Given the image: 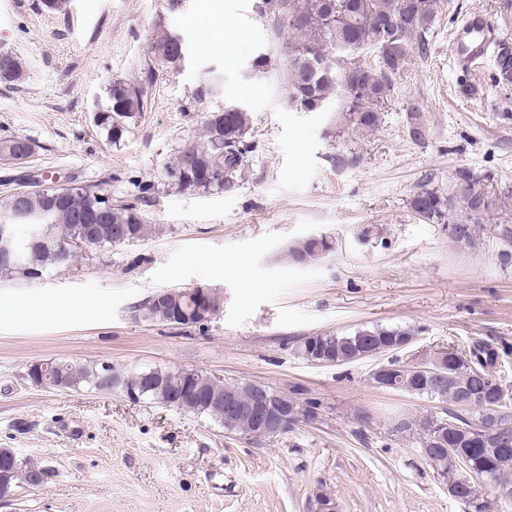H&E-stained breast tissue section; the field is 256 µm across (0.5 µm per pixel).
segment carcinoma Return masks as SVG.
Returning a JSON list of instances; mask_svg holds the SVG:
<instances>
[{
  "label": "carcinoma",
  "instance_id": "1",
  "mask_svg": "<svg viewBox=\"0 0 512 512\" xmlns=\"http://www.w3.org/2000/svg\"><path fill=\"white\" fill-rule=\"evenodd\" d=\"M281 14L278 23L294 34L285 46L288 68L284 75L288 99L299 112H319L331 99H336V111L344 125L360 135L369 134L382 123L381 107L390 91V76L402 69L415 50V40L428 29L437 12L438 0H276ZM345 46L347 50L338 51ZM366 47L377 52V61L368 67L350 61L349 53ZM186 47L180 35L164 24L157 25L150 55L140 80L128 83L114 80L109 84L108 104L96 115L97 126L107 133V140L119 142L127 132V121L145 105L146 89L159 73L176 69L185 59ZM23 76L21 61L9 52H0V80L13 82ZM251 119L240 106L229 105L204 116L201 132L180 143L166 167L171 187L178 191L223 192L233 189L242 171L248 168L252 145L248 141ZM105 190L98 186L79 185L71 200L43 211V201L37 192L14 191L3 211H21L19 224L39 230L40 243L18 264L0 268V274L38 278L51 266L58 264L57 249L80 237V215L94 213L102 204ZM492 201L488 193L467 173H461L452 187L443 192L423 188L409 199V208L419 218L440 224L448 231V239L464 249L479 247L485 235L486 214ZM126 230L125 242L143 240L158 228L147 223L134 205L112 206L107 220L101 224L100 246L112 245V232ZM334 248L333 241L324 235H310L288 246L287 258L296 263L323 257ZM146 321L187 324L193 319L194 300L181 292L167 297V303H156L149 297L138 306ZM415 335L404 327L357 329L346 335L322 334L302 339L299 350L311 359L312 346L319 345L338 365L359 361L358 354L367 348H378L388 362L411 367L416 361H405L391 347L396 340ZM448 364L450 378L441 393H429L432 386L418 384L422 396L451 405L443 417H425L408 421L400 431L414 429L422 447H433V437L448 424L447 447L467 449L470 464L483 470L494 498L502 499L499 489L512 490V392H506L495 415L490 416L482 406H457L456 388L464 385L479 396L491 394L498 379L495 369L500 358L497 349L485 342L475 343L469 350H453ZM101 366L53 362L47 369L52 378L62 377L68 389L105 390L99 383ZM147 375L160 387L145 393L151 403L180 408L170 401V393L179 389L180 370L148 368L129 373L131 377ZM288 407L304 415L321 404L302 397L297 389L288 391ZM192 413L205 415L224 425L230 432L247 433L252 422L242 417L233 425L224 424V415L217 406H198ZM495 425L507 433L508 439L496 453L486 452L484 431Z\"/></svg>",
  "mask_w": 512,
  "mask_h": 512
}]
</instances>
